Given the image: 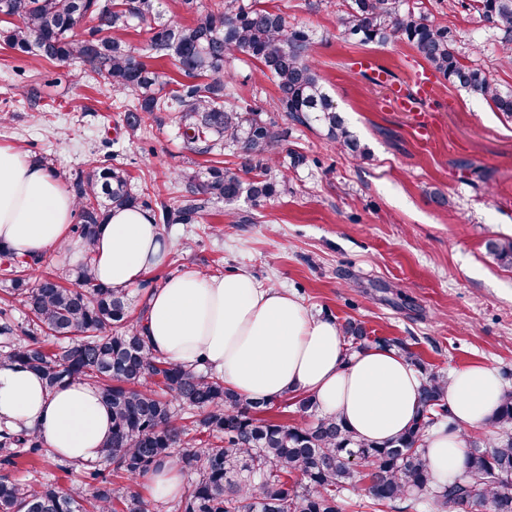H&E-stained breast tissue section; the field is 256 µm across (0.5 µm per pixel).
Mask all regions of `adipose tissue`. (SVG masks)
<instances>
[{"label": "adipose tissue", "instance_id": "adipose-tissue-1", "mask_svg": "<svg viewBox=\"0 0 512 512\" xmlns=\"http://www.w3.org/2000/svg\"><path fill=\"white\" fill-rule=\"evenodd\" d=\"M76 200L43 166L0 148V245L20 255L70 243ZM173 248L146 210L111 211L92 249L99 283L131 288L161 267ZM145 334L168 361L218 374L249 401L313 397L323 413L344 418L360 441L397 436L413 421L421 380L395 349L347 352L335 320L312 315L294 295L262 287L246 272L210 277L187 268L147 294ZM495 369L472 365L448 378L444 397L456 423L425 439L433 477L443 484L462 471L467 431L501 404ZM35 430L53 456L99 459L112 411L86 382L47 389L31 370L0 363V424Z\"/></svg>", "mask_w": 512, "mask_h": 512}]
</instances>
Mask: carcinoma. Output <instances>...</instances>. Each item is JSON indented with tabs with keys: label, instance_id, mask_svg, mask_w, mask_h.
Listing matches in <instances>:
<instances>
[{
	"label": "carcinoma",
	"instance_id": "carcinoma-1",
	"mask_svg": "<svg viewBox=\"0 0 512 512\" xmlns=\"http://www.w3.org/2000/svg\"><path fill=\"white\" fill-rule=\"evenodd\" d=\"M344 34L363 42L404 37L430 68L448 83L486 100L512 118V92H501L480 69L461 61L448 29L400 9V0H345ZM485 21L502 33L512 60V0H475ZM163 0H0V42L35 58L77 60L97 83L115 95L130 94L125 128L133 141L158 112H172L185 143L199 153L224 146L241 159L238 170L211 165L186 176L193 198L172 209L160 205L157 221L183 223L209 201L255 202L277 195V158L282 133L274 118L258 108L228 105L224 62L237 51L259 63L277 87V107L304 126H320L327 139L353 157L366 148L347 129L329 95L326 79L309 59V34L288 27L285 17L241 0H214L190 25L159 23L146 51L170 58L188 78L184 83L151 71L121 32L160 19ZM258 163L260 174L246 181ZM120 165L100 164L70 178L79 223L71 232L89 247L110 211L152 209L131 192ZM497 260L512 266V237L488 243ZM53 266L43 282L26 278L30 263ZM6 293L23 308L27 326L0 308V361L37 372L53 390L70 381L97 387L112 408V433L101 450L103 466L86 472L87 483L61 491L48 481L0 477V512H152L135 495L114 486L111 476L136 480L165 461L192 471L195 478L173 505L175 512H344V491L369 480L368 507L381 512L413 499L431 512H512V391H504L490 418L499 430L492 443L477 431L461 476L435 483L423 448L428 429L448 419L447 379L426 367L400 342L394 346L422 374L419 408L403 433L382 443L361 442L339 416H320L302 426L260 419L268 403L247 402L224 387L221 378L175 365L152 352L142 320L134 318L128 291L97 283L89 263L72 272L42 253L29 259L0 249ZM350 351L374 339L359 323L342 325ZM43 443L29 430L0 429V468L21 458L43 456ZM112 471H106L107 467Z\"/></svg>",
	"mask_w": 512,
	"mask_h": 512
}]
</instances>
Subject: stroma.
I'll return each mask as SVG.
<instances>
[{"instance_id":"stroma-1","label":"stroma","mask_w":512,"mask_h":512,"mask_svg":"<svg viewBox=\"0 0 512 512\" xmlns=\"http://www.w3.org/2000/svg\"><path fill=\"white\" fill-rule=\"evenodd\" d=\"M257 3L309 30L312 61L368 154L353 159L319 128L277 111L274 83L236 54L224 70L231 103L275 117L290 150L280 159L287 182L266 201L214 200L195 223L167 229L173 250L130 288L134 308L186 267L206 277L243 270L261 286L288 290L315 316L403 341L436 371L483 364L512 388V268L487 249L489 240L512 237V118L440 77L432 96L401 110L389 82L427 68L406 39L349 41L342 0ZM401 8L447 27L466 64L512 89L501 35L468 0H402ZM359 58L375 70H355ZM1 109L0 147L47 160L63 181L108 159L128 170L133 193L153 185L152 202L177 208L187 195L183 174L210 161L187 148L164 112L141 140L128 141L124 110L79 62L37 64L0 43ZM295 153L304 158L297 166ZM437 193L448 206L434 202ZM31 468L63 490L85 481L82 468H57L50 454L20 460L7 474L22 479Z\"/></svg>"}]
</instances>
